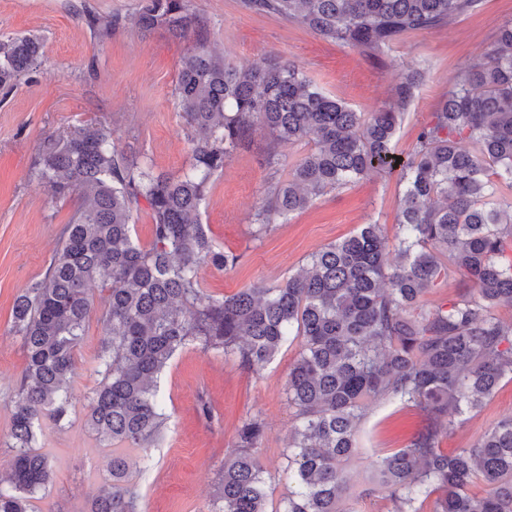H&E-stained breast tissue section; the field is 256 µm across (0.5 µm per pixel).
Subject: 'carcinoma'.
Here are the masks:
<instances>
[{
    "label": "carcinoma",
    "instance_id": "1",
    "mask_svg": "<svg viewBox=\"0 0 512 512\" xmlns=\"http://www.w3.org/2000/svg\"><path fill=\"white\" fill-rule=\"evenodd\" d=\"M480 2L239 0V7L376 54L412 33L446 27ZM133 21L194 41L175 85L182 118L195 131L191 163L178 176L156 175L119 151L103 124L41 143L34 161L40 178L56 198L75 195L82 204L62 228L44 276L12 308L26 365L11 416L13 463L0 474V512H28L30 499L55 478L48 456L35 449L37 430L45 421L57 428L69 423L66 389L93 305L88 286L97 279L106 292L102 353L86 424L100 439L152 446L168 420L155 383L186 344L261 369L294 336L302 350L286 390L299 424L288 445L293 490L281 512H345L341 495L351 483L345 465L368 399L412 406L426 417L405 447L374 462L394 512H425L432 496L431 512H512V418L471 448H439L454 425L449 413L482 407L504 379L512 381V322L494 313L512 304V22L500 28L494 48L457 73L407 159L398 161L401 109L418 72L402 73L395 103L355 112L319 91L293 61L232 66L205 44L187 0H139ZM41 56L35 37L0 38V88L36 69ZM258 127L271 140V167L280 165L282 142L311 140L314 148L258 206L255 237L331 191L398 166L404 183L398 259L386 261L382 225L362 224L277 286L208 293L200 266L226 269L238 256L217 247L202 222V202L211 178ZM142 201L151 218L147 248L134 239L132 224ZM457 273L471 290L446 307L421 301ZM264 435L260 418L240 421L212 512H267L255 457ZM129 469L124 454H112L109 483L89 512H140Z\"/></svg>",
    "mask_w": 512,
    "mask_h": 512
}]
</instances>
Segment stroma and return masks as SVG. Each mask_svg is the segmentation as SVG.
<instances>
[{
    "mask_svg": "<svg viewBox=\"0 0 512 512\" xmlns=\"http://www.w3.org/2000/svg\"><path fill=\"white\" fill-rule=\"evenodd\" d=\"M139 0H0V37L31 36L43 44L40 65L11 91L0 90V470L8 468L11 413L26 364L23 339L12 329L16 297L49 265L59 234L79 206L60 200L39 179L33 163L45 137L73 126L111 128L117 149L150 163L155 172L178 175L191 161L190 131L176 106L174 87L191 41L164 28L144 31L131 16ZM204 22L209 47L227 62L249 68L268 56L291 59L325 94L357 112H374L394 100L407 69L422 80L405 106L397 135L399 157L412 150L419 128L430 121L456 72L489 51L512 21V0H481L478 8L448 27L410 35L380 55L325 42L288 21L241 10L238 0H189ZM110 28L91 27V20ZM269 136L256 129L248 147L237 150L216 174L202 204V222L225 252L237 255L224 271L206 264L204 288L231 294L262 283L280 284L306 265L309 256L354 233L360 225H382L395 237L402 188L396 174L370 173L359 182L319 198L262 238H255L254 207L310 142L282 144L279 173L265 164ZM100 309L92 307L76 348V370L68 396L65 428L43 426L36 446L55 466L56 479L30 501L29 512H87L108 478L112 443L86 426L101 346ZM300 350L288 340L274 359L254 371L220 351L202 352L189 343L172 359L158 383L168 415L166 428L148 451L128 449L129 479L142 512H210L216 479L233 451L242 418L260 417L265 437L256 456L264 471L269 512L287 497L284 450L296 423L285 382ZM211 401L213 420L196 411ZM512 416V381L479 410L455 424L444 451L472 447L478 436ZM418 411L383 401L367 404L357 449L347 462L351 487L345 512H393L385 494L374 491L371 464L407 444L422 426Z\"/></svg>",
    "mask_w": 512,
    "mask_h": 512,
    "instance_id": "stroma-1",
    "label": "stroma"
}]
</instances>
